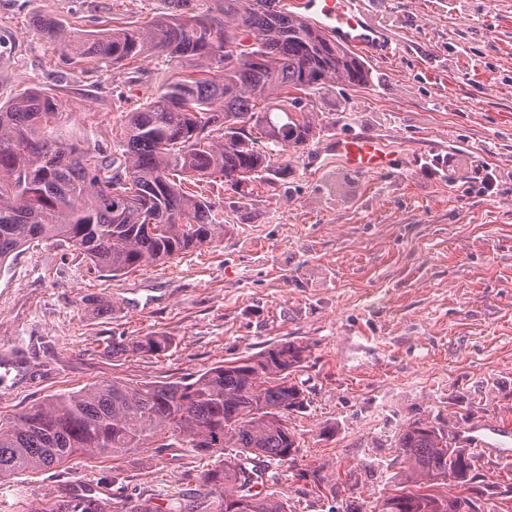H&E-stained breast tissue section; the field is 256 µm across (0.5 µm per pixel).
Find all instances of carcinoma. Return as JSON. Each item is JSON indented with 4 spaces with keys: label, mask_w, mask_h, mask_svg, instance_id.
<instances>
[{
    "label": "carcinoma",
    "mask_w": 512,
    "mask_h": 512,
    "mask_svg": "<svg viewBox=\"0 0 512 512\" xmlns=\"http://www.w3.org/2000/svg\"><path fill=\"white\" fill-rule=\"evenodd\" d=\"M141 26L75 31L41 16V32L68 60L123 65L146 54L188 68L127 113L115 154L85 152L53 134L59 100L33 86L0 104V267L27 244L46 241L80 258L91 274L118 276L165 263L224 236V205L182 189L224 183L240 210L277 196L288 158L315 136L310 96L337 84L360 87L368 71L330 35L278 9L277 0H164ZM168 336L112 342V354L168 350ZM308 346L284 342L174 381L101 380L49 395L0 420V481L65 468L77 455L114 461L135 452L192 448L215 465L192 475L193 494L167 512H288L255 485L288 465L307 493L336 498L324 469L295 458L290 413L306 396L289 379ZM401 479L379 512H476L482 453L455 445V432L415 419L395 440ZM455 480L462 491L439 488ZM59 495L28 512H112L126 494Z\"/></svg>",
    "instance_id": "carcinoma-1"
}]
</instances>
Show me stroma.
I'll use <instances>...</instances> for the list:
<instances>
[{"label": "stroma", "instance_id": "stroma-1", "mask_svg": "<svg viewBox=\"0 0 512 512\" xmlns=\"http://www.w3.org/2000/svg\"><path fill=\"white\" fill-rule=\"evenodd\" d=\"M392 55L364 58L363 87L312 95L333 118L291 155L275 199L259 196L212 245L125 275L96 276L60 249L33 244L0 268V415L102 379L172 381L280 342L308 345L295 374L297 462L321 466L332 500L303 494L288 468L260 491L290 512H375L401 476L397 434L440 416L450 427H512V0H361ZM163 0H0V101L39 84L59 89L56 129L84 150L112 148L127 112L171 77L134 59L138 82L103 62L68 64L39 15L93 29L142 24ZM365 135L400 160L362 174L326 152ZM489 166L491 193L474 192ZM124 336H168L162 355L114 356ZM206 461L188 448L133 454L129 497L164 507L190 493ZM112 461L0 483L9 512L66 491L110 493ZM512 458L491 457L479 512H512Z\"/></svg>", "mask_w": 512, "mask_h": 512}]
</instances>
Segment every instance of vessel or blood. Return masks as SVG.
<instances>
[{"label":"vessel or blood","mask_w":512,"mask_h":512,"mask_svg":"<svg viewBox=\"0 0 512 512\" xmlns=\"http://www.w3.org/2000/svg\"><path fill=\"white\" fill-rule=\"evenodd\" d=\"M282 6L310 26L330 33L340 43L363 50L370 56L390 54L391 40L386 29L361 10L358 0H281ZM328 151L360 173H383L394 169L397 157L381 145L361 136L339 137L327 145ZM512 437V429L499 426H472L465 441L477 448L498 447Z\"/></svg>","instance_id":"1"}]
</instances>
